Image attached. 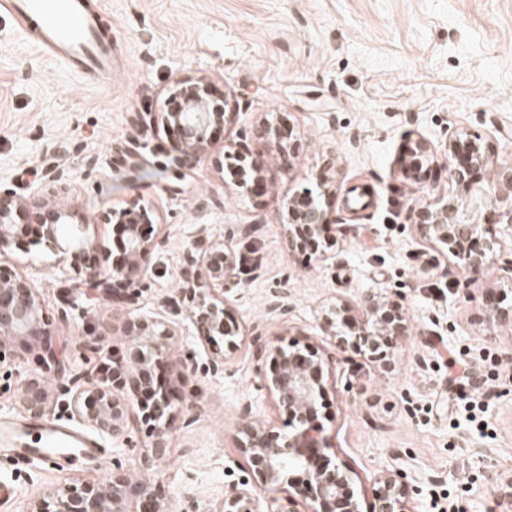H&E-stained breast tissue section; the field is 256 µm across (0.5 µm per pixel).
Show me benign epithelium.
<instances>
[{
    "label": "benign epithelium",
    "instance_id": "7a95c632",
    "mask_svg": "<svg viewBox=\"0 0 512 512\" xmlns=\"http://www.w3.org/2000/svg\"><path fill=\"white\" fill-rule=\"evenodd\" d=\"M170 109L161 113V124L178 133L179 157L185 162L205 152L208 132L225 122V109L214 104L210 83L203 78L186 77L170 95ZM267 138L282 155H294L298 144L282 140L280 131L265 126ZM239 168L241 183L259 185L262 167L244 153ZM436 163L428 141L420 136L409 143L400 159L406 176L422 181ZM491 163V150L479 135L461 128L448 140V179L463 194L448 197L438 207L413 211V226L423 241L443 247L448 262L464 273L466 282L486 279L494 265L496 242L486 240L487 215L499 224L512 226V167L498 174L493 184L481 174ZM154 211L137 197L130 198L117 213L104 219L122 229L118 255L88 239L83 225L71 223L72 215L47 206L35 215L36 225L17 222L20 216L13 195L0 194V255L25 242L36 228V240H45L59 260L70 267H85L86 281L109 300L133 306L135 283L141 280L159 241L151 237ZM288 222L283 232L288 246L320 262L333 261L336 254L323 248L322 230L328 219L319 194L306 187L288 198ZM70 226L73 234L61 228ZM241 259L225 244L214 241L201 230L187 249L179 270L180 288L170 303L187 311L196 338L214 347L209 369L224 370L226 356L238 346L239 326L226 321L225 294L239 288ZM365 320L349 334L336 329L339 312L332 308L323 318L322 330L334 337L335 350L285 349L258 334L252 341V359L263 387L279 408L288 415L286 432L250 420L251 407L241 409L238 430L239 448L248 459L251 479L224 497V512H260L259 494L288 484V499L307 505L306 512H407L413 487L398 472H384L374 483L369 510H362L354 478L328 455L330 444L318 423V399L336 368V350L347 345L365 348L367 356L385 362L392 340L406 335L408 325L401 296L368 291L359 298ZM130 336L123 358L89 381L81 375L68 377L66 392L71 394L74 412L88 425L112 435L126 437L130 423L129 406L144 391L152 392L151 402L143 406L144 418L154 422L156 441L141 465L152 469L160 465L165 439L173 416V401L163 390L153 389L154 372L165 363L168 345L176 335L175 323L158 316L131 315L125 324ZM0 334L3 336H41L43 359L63 372L58 353L51 346L50 332L42 326L40 294L33 283L0 270ZM20 405L26 413L43 416L51 406V394L39 375L26 377L20 390ZM292 471L305 478L285 482ZM31 512H167L166 498L159 487L151 488L133 480L121 469L112 472L105 483L65 481L47 492V499L34 501Z\"/></svg>",
    "mask_w": 512,
    "mask_h": 512
}]
</instances>
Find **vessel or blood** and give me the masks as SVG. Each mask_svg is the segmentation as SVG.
I'll return each mask as SVG.
<instances>
[{
    "label": "vessel or blood",
    "instance_id": "vessel-or-blood-1",
    "mask_svg": "<svg viewBox=\"0 0 512 512\" xmlns=\"http://www.w3.org/2000/svg\"><path fill=\"white\" fill-rule=\"evenodd\" d=\"M0 14L11 17L24 37L83 78L112 80V42L87 0H0ZM0 454L25 460L41 456L57 464L99 460L98 442L71 427L0 420Z\"/></svg>",
    "mask_w": 512,
    "mask_h": 512
}]
</instances>
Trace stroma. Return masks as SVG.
Listing matches in <instances>:
<instances>
[{"mask_svg": "<svg viewBox=\"0 0 512 512\" xmlns=\"http://www.w3.org/2000/svg\"><path fill=\"white\" fill-rule=\"evenodd\" d=\"M112 37V84L67 72L0 15V188L32 211L59 203L90 239L111 244L104 217L133 197L156 213L161 241L137 287V313L175 318L178 334L161 373L182 413L167 436L159 479L170 512H223L224 497L249 479L238 447L239 407L284 427L286 416L257 385L251 341L261 333L287 346L332 348L320 325L343 305L360 322L369 288L402 294L409 334L390 368L355 349L339 352L320 399L319 420L336 461L364 497L376 477L402 471L415 486L408 512H436L447 489L451 512H512L495 493L512 476V329L487 320L482 283L445 273L443 256L423 244L411 211L433 205L453 185L448 136L466 128L489 136L495 165H512V0H90ZM201 77L226 100V122L208 152L177 162V134L159 115L175 84ZM302 142L291 170L261 136L262 122ZM428 139L437 156L420 183L400 171L407 137ZM246 148L260 161L266 192L238 187L224 172ZM61 181L42 179L46 165ZM329 189L322 207L336 240L335 262L293 252L283 234L285 202L310 183ZM242 261L243 288L229 297L242 342L220 374L184 314L168 301L199 227ZM0 270L28 278L41 295L46 327L69 369L91 375L101 362L95 332L121 325L128 311L93 293L84 275L46 246L0 256ZM287 291L288 315L269 313ZM40 338L0 335V418L18 417L17 392L37 373L55 391L46 419L78 427L60 379L39 360ZM477 399L484 418L468 421ZM132 445L99 435L104 465H17L0 457V512H30L65 480L106 482L115 464L136 473L137 453L154 441L132 419Z\"/></svg>", "mask_w": 512, "mask_h": 512, "instance_id": "35a3bbf8", "label": "stroma"}]
</instances>
